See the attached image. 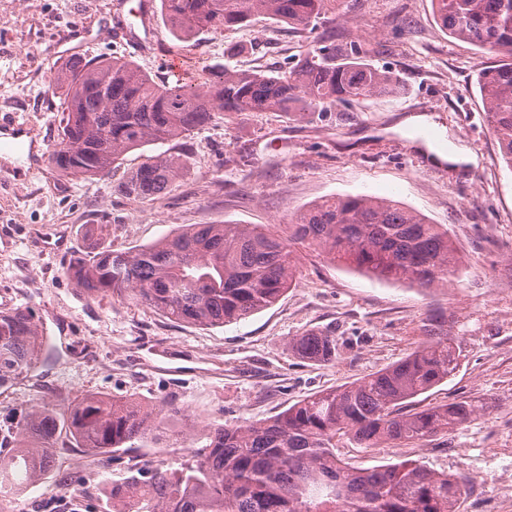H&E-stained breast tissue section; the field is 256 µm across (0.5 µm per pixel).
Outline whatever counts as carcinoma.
<instances>
[{
    "label": "carcinoma",
    "mask_w": 512,
    "mask_h": 512,
    "mask_svg": "<svg viewBox=\"0 0 512 512\" xmlns=\"http://www.w3.org/2000/svg\"><path fill=\"white\" fill-rule=\"evenodd\" d=\"M170 34L190 42L264 17L314 43L284 69L231 66L194 85L161 82L122 56L73 58L48 84L62 93L61 132L50 159L66 177L109 178L114 164L147 142L185 140L216 112L340 110L392 94L390 71L363 59L362 45L338 44L323 31L349 20L351 0H160ZM450 36L494 58L478 71L484 112L501 160L512 170V0H432ZM190 155L152 156L127 181L124 195L152 198L180 177ZM89 259L66 269L91 297L128 293L173 322L215 326L237 322L274 304L294 279L296 244L381 280L423 288L448 283L460 263L448 231L399 203L368 195H334L304 209L287 238L241 224H196L134 252L116 251L97 225ZM433 336L390 368L351 385L313 394L280 414L237 426H212L208 444L177 467L145 465L112 484L120 512H457L461 482L409 461L356 468L336 455V440L362 448L449 431L481 411L468 401L403 413L400 405L426 393L457 368L442 335ZM45 344L33 315L0 312V387L33 368ZM289 345L300 358L336 359V338L313 329ZM66 429L93 453H105L156 429L154 412L119 398L88 396L61 410L44 404L15 426L18 445L0 456V491L40 482L55 463L54 440Z\"/></svg>",
    "instance_id": "carcinoma-1"
}]
</instances>
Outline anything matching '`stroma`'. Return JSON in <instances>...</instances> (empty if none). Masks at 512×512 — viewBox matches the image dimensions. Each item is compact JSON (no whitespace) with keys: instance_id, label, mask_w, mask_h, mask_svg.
<instances>
[{"instance_id":"1","label":"stroma","mask_w":512,"mask_h":512,"mask_svg":"<svg viewBox=\"0 0 512 512\" xmlns=\"http://www.w3.org/2000/svg\"><path fill=\"white\" fill-rule=\"evenodd\" d=\"M138 0H0V133L24 126L26 159L0 160V312L22 307L57 351L0 388V454L7 430L40 404L59 408L89 395L124 397L181 414L161 420L152 440L98 456L60 435L53 472L24 492L0 493V512H113L104 482L146 463L174 465L207 443L211 425L271 418L316 392L383 370L424 346L430 315L446 318L458 356L455 373L406 410L473 401L481 412L446 433L383 448L339 441L355 467L410 460L464 485L459 512H512V170L504 167L476 84L479 50L436 24L431 0H357L336 24L354 39L372 26L367 59L388 68L400 90L342 112L215 113L189 138L188 168L164 195L117 194L151 156L127 152L111 179L60 175L48 156L58 139L59 98L47 95L54 46L87 58L118 53L165 81L194 84L224 67L274 69L307 52V38L266 18L204 33L179 48L160 11L150 43L123 30ZM230 43L249 52L228 56ZM171 47L187 72L166 69L157 48ZM329 195L400 202L447 229L461 258L447 285L424 289L384 281L305 246L292 286L272 306L223 326L176 323L125 295L89 298L67 276L89 254L90 225L104 224L113 249L131 251L192 224L229 222L287 236L310 203ZM165 221H158V213ZM334 333L339 356L299 358L289 341L309 329ZM81 479L72 493L66 478Z\"/></svg>"}]
</instances>
